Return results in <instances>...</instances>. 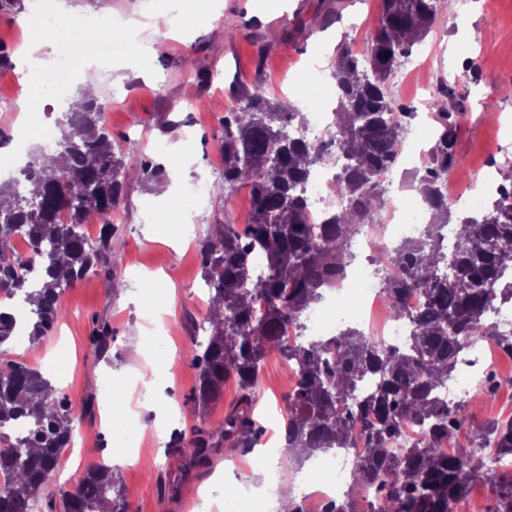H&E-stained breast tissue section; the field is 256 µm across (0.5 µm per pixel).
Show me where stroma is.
Listing matches in <instances>:
<instances>
[{
    "instance_id": "1",
    "label": "stroma",
    "mask_w": 512,
    "mask_h": 512,
    "mask_svg": "<svg viewBox=\"0 0 512 512\" xmlns=\"http://www.w3.org/2000/svg\"><path fill=\"white\" fill-rule=\"evenodd\" d=\"M171 0H112L118 17L158 18L170 9ZM220 14L202 22L186 6L174 9V28L158 27L157 45L141 61L114 67L112 79L101 82L98 95L111 100L113 86H129L133 94L113 105L107 128L117 146L137 140V154L126 157L129 169H139L142 160L158 166L157 179H128L126 194L112 239V262L65 289L61 297L63 318L31 354L27 343H13L12 359L37 368L54 381L60 397L81 414L76 433V454L62 458L38 497L35 512H62L61 492L73 488L88 465L105 462L116 466L120 483L135 488L128 497V512H265L266 504L251 496L230 504L224 499L199 506L203 490L233 487L238 477H250L259 465L255 451L226 455L218 451L212 465L187 473L169 469L168 454L174 435L189 447L196 429L216 427L224 418L226 402L235 394L226 385L224 398L202 408L194 399L198 373L187 359L192 347L191 328L206 320L209 294L201 287L197 243L211 234L215 225H237L250 218V195L238 185L229 196L210 193L192 198L198 220L191 228H153L145 203L160 207L170 185L168 155L153 151L156 140L181 145L191 159L182 175L186 186L197 177L211 184L224 179V159L219 149L221 122L225 112L237 107V92L263 87L267 96L293 101L303 112L334 109V83L328 74L335 66L342 42L366 45L379 24L382 0H286L258 12L243 0H218ZM236 16L245 30L236 36L224 32V19ZM259 41H251L250 31ZM447 57L443 76L435 78V89H448L450 106L465 110L455 137V164L450 171L457 188L469 189L473 171L483 168L493 174L512 167V0H468L463 15L449 13L439 5L437 20L424 39ZM223 73L220 83L204 81L211 69ZM496 96H488V86ZM177 113L184 125L174 133L161 134L159 123ZM178 245H171V238ZM123 287L113 291L110 280ZM174 285L176 302L167 315V330L151 327L148 317L163 295ZM109 325L112 340L106 353L93 342L100 325ZM170 361L159 372V394L147 393L136 375L147 362ZM293 381L286 362L270 355L262 372L255 417L264 427L262 445L280 439L279 408ZM138 401L133 419L109 418L101 412L103 402L119 404L127 396ZM174 405L180 412L170 425L157 422L158 402ZM463 413L465 427L461 447H470L484 422L512 417V388L498 389L494 397L470 393ZM137 434L140 456L126 462L121 450L129 434Z\"/></svg>"
}]
</instances>
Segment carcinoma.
<instances>
[{
	"instance_id": "carcinoma-1",
	"label": "carcinoma",
	"mask_w": 512,
	"mask_h": 512,
	"mask_svg": "<svg viewBox=\"0 0 512 512\" xmlns=\"http://www.w3.org/2000/svg\"><path fill=\"white\" fill-rule=\"evenodd\" d=\"M438 0H383V12L371 37L365 62L342 48L332 71L340 99L336 131L330 139L342 165L331 192L348 199L346 208L309 221L302 187L321 156L282 131L283 122L304 124L306 113L268 98L260 86L240 94L239 107L224 115L219 145L224 156L223 194L238 184L251 187L252 217L244 229L221 224L198 244L202 279L210 300L222 305L210 316V334L190 350L198 370L196 400L202 407L224 396L232 381L238 395L231 412L215 429H197L191 456L175 450L180 468L205 466L221 447L252 448L263 429L253 417L259 376L267 356L279 352L296 381L285 398L288 408L282 452L302 464L333 448H345L357 428L367 453L354 464L356 481L345 499L325 512H354L362 483L377 484L392 512H449L450 504L470 486L491 481L480 449L448 452V441L464 426L465 415L435 395L448 381L462 342L489 336L512 358V335L498 334L485 313L497 298L512 299V288L498 287L512 267V182L500 183L481 213L456 216L467 237L443 246L450 208L440 202L437 183L451 166L458 116L448 109V92L430 101L439 134L426 153L423 174L415 176L430 211L420 240L404 242L380 288L392 300L391 313L413 325L407 348L383 352L355 328L324 342H291L281 336L285 322L299 321L323 297V290L350 263L351 240L387 205L375 175L396 160L406 129V107L397 108L386 87L400 60L411 55L430 31ZM107 102L95 96L82 109L58 120L63 130L59 165L50 156H32L22 169L24 188L13 179L0 182V512H33L35 496L54 472L61 450L72 441L76 417L54 396L51 382L37 369L7 358L17 319L8 300L20 296L29 306L28 336L47 335L63 317L61 296L77 281L112 262L115 226L100 225L95 241L83 234L85 223L106 215L119 203L126 186L125 153L116 149L106 127ZM69 214L67 224L57 222ZM26 235L34 257L15 255L12 237ZM421 290L426 306L416 315L401 307L405 293ZM262 295L266 312L254 314ZM377 389L348 406L347 396L368 376ZM428 426L425 441L395 453L402 425ZM23 423L25 434L12 435ZM489 439L512 452V420L491 428ZM64 512H128L124 487L114 467L90 465L82 480L61 492ZM493 512H512V481L497 485Z\"/></svg>"
}]
</instances>
